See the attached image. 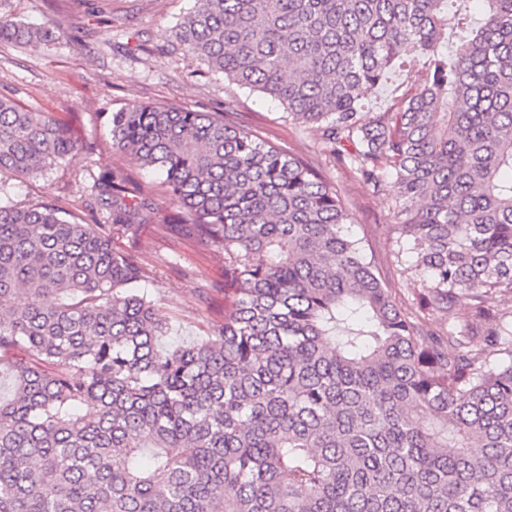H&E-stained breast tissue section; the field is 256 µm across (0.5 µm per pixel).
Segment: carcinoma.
<instances>
[{"mask_svg":"<svg viewBox=\"0 0 512 512\" xmlns=\"http://www.w3.org/2000/svg\"><path fill=\"white\" fill-rule=\"evenodd\" d=\"M479 2L470 25L469 0H194L175 29L373 191L398 186L437 329L385 287L316 167L225 115L107 117L113 150L166 175L162 223L224 258L234 308L199 340L160 348L152 274L102 225L0 202V512H512V0ZM47 37L0 0V41ZM420 56L419 87L364 119L363 90ZM82 149L0 95V172ZM87 208L154 215L109 166Z\"/></svg>","mask_w":512,"mask_h":512,"instance_id":"1","label":"carcinoma"}]
</instances>
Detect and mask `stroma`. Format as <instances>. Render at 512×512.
Returning a JSON list of instances; mask_svg holds the SVG:
<instances>
[{
  "instance_id": "obj_1",
  "label": "stroma",
  "mask_w": 512,
  "mask_h": 512,
  "mask_svg": "<svg viewBox=\"0 0 512 512\" xmlns=\"http://www.w3.org/2000/svg\"><path fill=\"white\" fill-rule=\"evenodd\" d=\"M191 6V0H14L12 8L23 22L54 31L56 37L30 45L0 43V93L12 94L28 109L48 113L74 136L93 143L95 150L29 179L2 172L0 190L21 206L49 196L62 209L82 217L87 187L109 165L137 181L159 218L170 209L162 176L113 151L102 113L130 103L232 112L262 140L315 164L347 202L350 235L361 240L397 300L417 310L418 285L396 258L392 201L397 186L374 192L354 169L320 152L310 129L285 119L278 101L185 58L175 48L174 30ZM75 28L85 32L84 43L67 38V31ZM158 218L129 229L109 226L104 213L96 221L106 225L116 249L152 272L154 283L148 294L169 327L165 344L175 346L223 323L232 300L224 295L222 255L171 230Z\"/></svg>"
}]
</instances>
